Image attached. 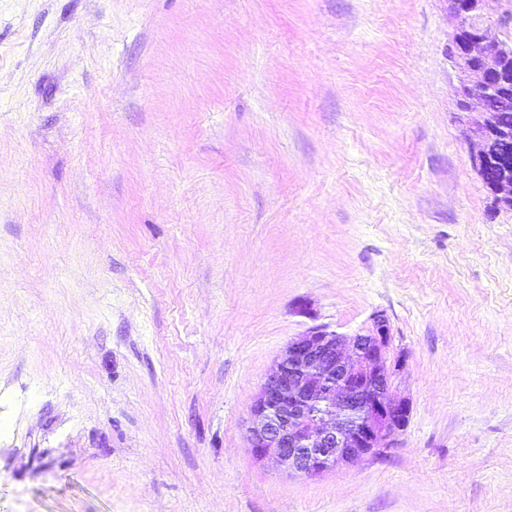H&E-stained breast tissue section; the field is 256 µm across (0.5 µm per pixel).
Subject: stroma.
Wrapping results in <instances>:
<instances>
[{
  "label": "stroma",
  "instance_id": "1",
  "mask_svg": "<svg viewBox=\"0 0 512 512\" xmlns=\"http://www.w3.org/2000/svg\"><path fill=\"white\" fill-rule=\"evenodd\" d=\"M447 0H0V512H512V210ZM385 315L395 448L256 461L288 343Z\"/></svg>",
  "mask_w": 512,
  "mask_h": 512
}]
</instances>
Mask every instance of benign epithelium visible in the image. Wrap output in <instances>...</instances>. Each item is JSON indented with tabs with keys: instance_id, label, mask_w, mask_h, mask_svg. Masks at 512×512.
Instances as JSON below:
<instances>
[{
	"instance_id": "benign-epithelium-1",
	"label": "benign epithelium",
	"mask_w": 512,
	"mask_h": 512,
	"mask_svg": "<svg viewBox=\"0 0 512 512\" xmlns=\"http://www.w3.org/2000/svg\"><path fill=\"white\" fill-rule=\"evenodd\" d=\"M499 0H448L451 54L460 70L461 110L479 138L475 167L497 205L512 209V130L493 112L512 99V43L496 36ZM389 326L348 339L314 328L292 340L251 407L249 442L256 459L295 474H319L379 455L396 445L408 404L390 398Z\"/></svg>"
}]
</instances>
